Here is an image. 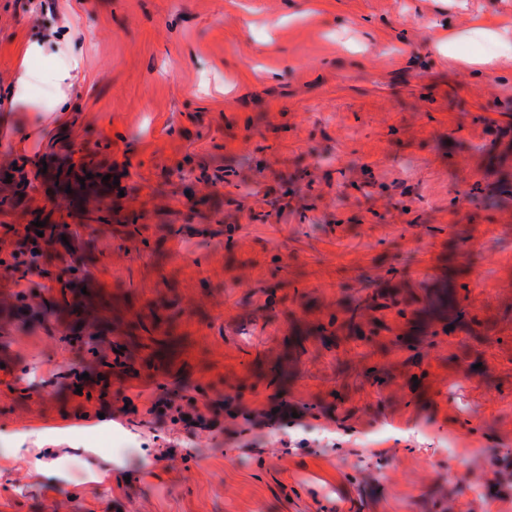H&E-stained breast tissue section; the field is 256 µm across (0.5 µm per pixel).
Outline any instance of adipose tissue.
I'll return each instance as SVG.
<instances>
[{"instance_id":"ef3b65f1","label":"adipose tissue","mask_w":512,"mask_h":512,"mask_svg":"<svg viewBox=\"0 0 512 512\" xmlns=\"http://www.w3.org/2000/svg\"><path fill=\"white\" fill-rule=\"evenodd\" d=\"M435 48L452 69H472L494 75L503 62L512 61V22L491 23L475 18L460 29L445 27L436 36ZM41 54L40 47L28 51L12 84L9 100L14 106L39 112H67L71 105L66 93L80 67L82 49L63 40L57 52L39 66L32 58Z\"/></svg>"}]
</instances>
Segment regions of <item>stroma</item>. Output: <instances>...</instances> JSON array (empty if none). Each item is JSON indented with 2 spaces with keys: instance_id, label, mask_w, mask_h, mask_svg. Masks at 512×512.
<instances>
[{
  "instance_id": "obj_1",
  "label": "stroma",
  "mask_w": 512,
  "mask_h": 512,
  "mask_svg": "<svg viewBox=\"0 0 512 512\" xmlns=\"http://www.w3.org/2000/svg\"><path fill=\"white\" fill-rule=\"evenodd\" d=\"M305 10L0 0V94L29 45L83 44L75 110L0 140V186L15 161L41 175L0 251L78 225L44 294L78 270L100 333L0 328V512H512V63L453 71L433 46L512 0ZM61 169L118 178L106 229ZM442 287L464 317L423 315ZM189 405L223 429L175 420Z\"/></svg>"
}]
</instances>
